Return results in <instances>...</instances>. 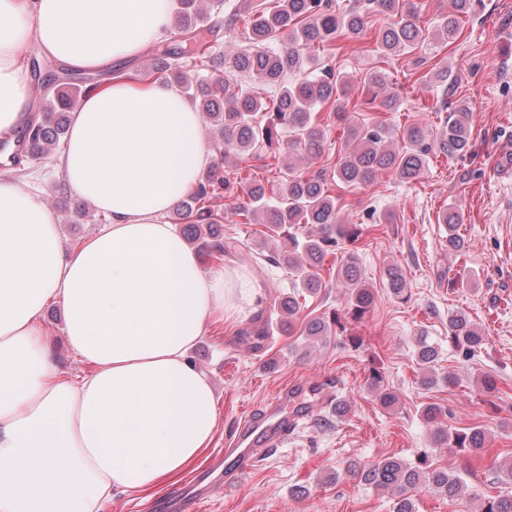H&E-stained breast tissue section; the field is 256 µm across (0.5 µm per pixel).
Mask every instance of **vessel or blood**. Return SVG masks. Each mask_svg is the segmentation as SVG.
Here are the masks:
<instances>
[{
	"instance_id": "vessel-or-blood-1",
	"label": "vessel or blood",
	"mask_w": 512,
	"mask_h": 512,
	"mask_svg": "<svg viewBox=\"0 0 512 512\" xmlns=\"http://www.w3.org/2000/svg\"><path fill=\"white\" fill-rule=\"evenodd\" d=\"M309 391V385L303 382L284 387L263 409L242 420L234 429L225 450L231 459L230 464H217L198 475L185 487L183 500L191 503L207 500L214 487H232L249 473L263 451L278 447L294 430L296 416L282 414V407Z\"/></svg>"
}]
</instances>
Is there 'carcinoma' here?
I'll list each match as a JSON object with an SVG mask.
<instances>
[{
  "mask_svg": "<svg viewBox=\"0 0 512 512\" xmlns=\"http://www.w3.org/2000/svg\"><path fill=\"white\" fill-rule=\"evenodd\" d=\"M453 2V10L439 20L440 31L450 42L457 39L462 18L477 16L483 7V0ZM223 9L224 0H214L208 10L200 7V0H177L172 29L176 35L187 37L211 13L218 14ZM372 15L387 19L374 37L376 50L382 55L399 54L428 37L417 24L407 0H355L341 10L336 8V0H265L261 8L255 7L253 0H239L235 12L224 18V27L244 24L241 48L226 55L208 43L175 46L160 55L153 73L185 90L200 116L218 132L224 147L220 155H234L247 168L282 153L301 152L318 160L327 148L328 126L320 123L315 113L327 109L341 117L350 103L356 79L337 77L331 67L319 63L314 51L321 46L330 47L338 36L358 37ZM241 77L262 79L273 89V95L266 100L256 97L239 81ZM384 84V74L377 70L363 81L373 98L379 99L382 109L394 111L399 104L397 96L379 97L378 90ZM79 95L80 91L62 86L44 99L39 116L19 135V151L11 156L13 164L18 165L25 158L51 159L55 146L68 132L69 112ZM468 116L469 105L456 103L445 119L447 130L432 140L419 126L409 125L400 133L403 145L398 149L388 147L389 130L381 122L352 128L336 165L322 167L310 176L290 169L278 180L264 183L231 176L217 164L177 203L183 233L201 253L222 256L230 252L235 244L224 238L221 225L217 224L215 202L223 197L236 199L244 193L247 201L237 208L242 223L262 224L268 237L288 239V249L266 256L265 261L287 267L288 275L294 278L293 290L277 301V327L280 332L289 333L301 311L300 297L325 285L320 270L326 258L336 254L341 245H352L363 236L361 225L340 222L338 189L370 185L383 173L414 184L424 177L433 157L466 156L472 149ZM439 223L448 230V252L464 254L467 241L460 233L457 207L443 210ZM338 281L347 293L343 313L309 320L305 335L323 340L336 336L343 346L359 351L363 339L352 332L351 326L365 319L374 295L362 278L354 254H349L340 268ZM384 281L391 294L399 299L405 297L406 282L400 268L388 267ZM448 342L471 356L484 348L485 336L466 313L457 311L448 315ZM438 356L437 344L420 336L414 357L427 373L421 380L425 386L437 382L431 370ZM366 385L381 406L396 404V395L384 386L380 367L374 363L369 367ZM442 416V409L434 404L424 410L434 447L479 458L488 453L482 427L452 432L442 423ZM350 470L367 485L392 492L393 512H418L411 491L421 487L450 502L465 493V482L459 475L446 467L428 464L424 454L415 465L391 456L370 466L352 463ZM480 512H512V491L484 500Z\"/></svg>",
  "mask_w": 512,
  "mask_h": 512,
  "instance_id": "1",
  "label": "carcinoma"
}]
</instances>
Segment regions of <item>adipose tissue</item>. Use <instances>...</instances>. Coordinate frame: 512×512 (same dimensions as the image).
<instances>
[{
    "label": "adipose tissue",
    "instance_id": "1",
    "mask_svg": "<svg viewBox=\"0 0 512 512\" xmlns=\"http://www.w3.org/2000/svg\"><path fill=\"white\" fill-rule=\"evenodd\" d=\"M172 3L0 0V138L28 120V49L80 70L130 59L164 36ZM211 160L177 88L116 79L73 112L59 159L110 223L63 252L46 204L0 180V512H101L113 490L176 482L209 448L217 398L190 352L252 295L237 272L205 274L163 217ZM52 302L91 374L60 373Z\"/></svg>",
    "mask_w": 512,
    "mask_h": 512
}]
</instances>
